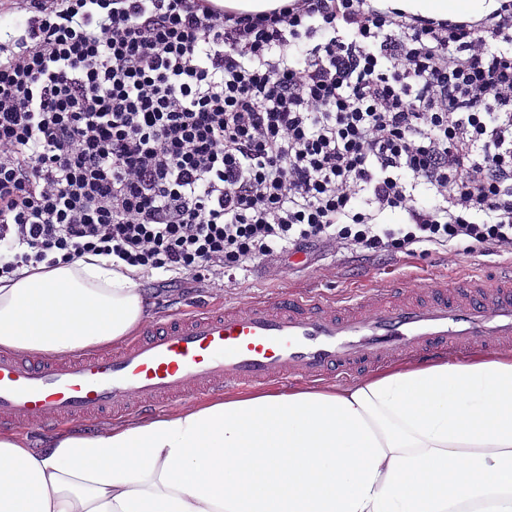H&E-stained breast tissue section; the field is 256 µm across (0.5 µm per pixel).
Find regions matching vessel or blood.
I'll list each match as a JSON object with an SVG mask.
<instances>
[{"mask_svg":"<svg viewBox=\"0 0 512 512\" xmlns=\"http://www.w3.org/2000/svg\"><path fill=\"white\" fill-rule=\"evenodd\" d=\"M512 348V265L418 292L398 282L340 299L291 290L218 312L169 313L111 354H0V427L48 429L152 412L196 394L350 378L409 356Z\"/></svg>","mask_w":512,"mask_h":512,"instance_id":"b4317fda","label":"vessel or blood"}]
</instances>
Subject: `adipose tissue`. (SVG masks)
I'll use <instances>...</instances> for the list:
<instances>
[{
  "mask_svg": "<svg viewBox=\"0 0 512 512\" xmlns=\"http://www.w3.org/2000/svg\"><path fill=\"white\" fill-rule=\"evenodd\" d=\"M435 19L499 0H380ZM150 301L87 254L0 277V350L122 344ZM0 512H512V351L228 396L41 448L0 433Z\"/></svg>",
  "mask_w": 512,
  "mask_h": 512,
  "instance_id": "ef3b65f1",
  "label": "adipose tissue"
}]
</instances>
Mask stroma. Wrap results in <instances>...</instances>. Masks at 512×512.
<instances>
[{"label":"stroma","instance_id":"stroma-1","mask_svg":"<svg viewBox=\"0 0 512 512\" xmlns=\"http://www.w3.org/2000/svg\"><path fill=\"white\" fill-rule=\"evenodd\" d=\"M505 263L504 257L492 249H480L448 261L440 250L415 253L392 261H351L341 257L323 256L316 264L294 265L278 273L257 268L237 274L235 282L215 288L199 286L184 292L162 293L155 299L153 316L183 309L192 311L213 304L249 301L269 297L281 290L300 288L323 295L345 297L358 289L379 288L389 281L401 280L409 288L439 285L471 270H492Z\"/></svg>","mask_w":512,"mask_h":512}]
</instances>
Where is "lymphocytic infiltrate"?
<instances>
[{
  "label": "lymphocytic infiltrate",
  "instance_id": "obj_1",
  "mask_svg": "<svg viewBox=\"0 0 512 512\" xmlns=\"http://www.w3.org/2000/svg\"><path fill=\"white\" fill-rule=\"evenodd\" d=\"M0 0V277L169 292L294 253L512 257V0ZM215 3L224 6V9L244 11V12H263L279 7L287 2L284 0H214ZM382 9H398L435 19H480L500 7L499 0H379Z\"/></svg>",
  "mask_w": 512,
  "mask_h": 512
}]
</instances>
